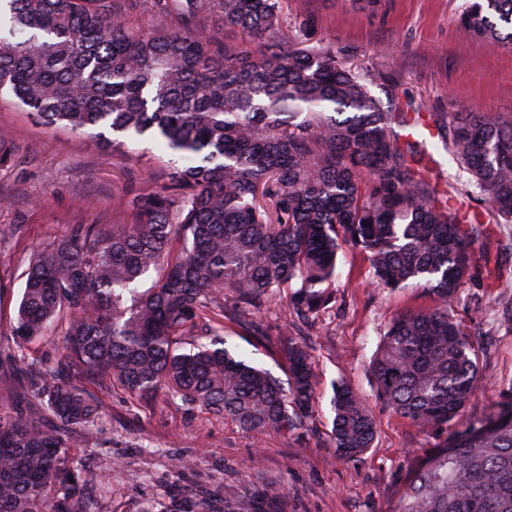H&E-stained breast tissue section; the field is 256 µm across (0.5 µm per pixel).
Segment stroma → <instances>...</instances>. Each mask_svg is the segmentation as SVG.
<instances>
[{
	"label": "stroma",
	"instance_id": "35a3bbf8",
	"mask_svg": "<svg viewBox=\"0 0 512 512\" xmlns=\"http://www.w3.org/2000/svg\"><path fill=\"white\" fill-rule=\"evenodd\" d=\"M466 0H288L299 46L322 48L367 79L393 111L409 116L473 108L512 120V48L479 46L458 19ZM15 148L0 169V353L13 345L9 322L31 254L77 224H127V192L163 181V166L144 144L124 155L103 146L96 130L78 134L36 122L0 98V129ZM336 303L303 323L286 303L254 310L252 324L224 313L227 347L282 375L279 341L308 343L317 364L320 413L309 427L255 441L232 422L180 401L103 393L104 421L74 448L85 467L93 512H145L154 503L192 507L200 493L238 500L276 494L279 512H394L410 474L443 437L410 426L378 397L369 363L380 335L400 311L428 299L414 287L379 288L367 262L350 247L338 259ZM512 304V224L485 225L473 276L454 314L479 355L483 384L466 414L484 415L512 392V330L498 321ZM345 383L367 401L374 444L357 462L337 461L328 437L332 387ZM192 468H182V461Z\"/></svg>",
	"mask_w": 512,
	"mask_h": 512
}]
</instances>
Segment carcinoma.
Returning <instances> with one entry per match:
<instances>
[{
	"instance_id": "1",
	"label": "carcinoma",
	"mask_w": 512,
	"mask_h": 512,
	"mask_svg": "<svg viewBox=\"0 0 512 512\" xmlns=\"http://www.w3.org/2000/svg\"><path fill=\"white\" fill-rule=\"evenodd\" d=\"M288 0H0V96L38 122L100 129L125 154L150 141L178 156L165 184L134 191L131 224L76 225L29 260L0 355V512H90L81 461L103 402L82 382L132 398L162 394L234 421L259 440L314 420L309 347L283 340L284 377L224 347V306L284 300L309 321L336 303L341 245L363 255L378 286L413 285L431 300L396 315L370 364L379 397L449 444L409 477L395 512H512V396L465 424L480 390L475 347L454 306L473 273L484 217L512 224V121L469 110L420 123L390 111L365 78L323 49L296 47ZM140 10L148 29L128 17ZM248 30L255 54L205 33ZM477 44L512 47V0H470ZM445 153L446 198L423 174ZM13 143L0 131V168ZM474 187L487 212L452 200ZM65 320L51 358L30 343ZM336 458L358 461L375 438L362 397L333 386ZM194 512H267L243 498Z\"/></svg>"
}]
</instances>
